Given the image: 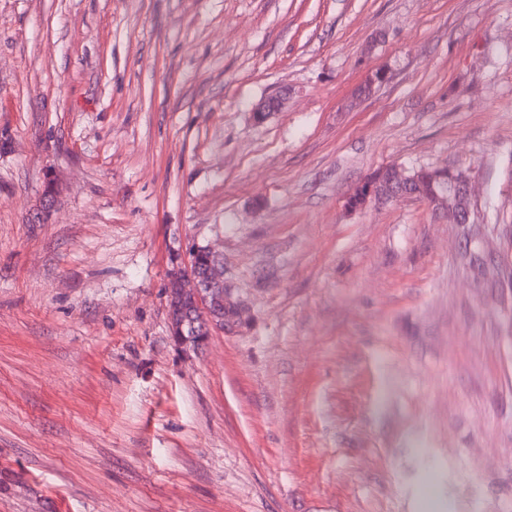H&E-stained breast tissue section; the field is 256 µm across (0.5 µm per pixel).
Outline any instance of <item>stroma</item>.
<instances>
[{
  "label": "stroma",
  "mask_w": 512,
  "mask_h": 512,
  "mask_svg": "<svg viewBox=\"0 0 512 512\" xmlns=\"http://www.w3.org/2000/svg\"><path fill=\"white\" fill-rule=\"evenodd\" d=\"M0 512H512V0H0ZM423 172L409 173L399 168L390 166L380 170L377 181L367 179L360 185V199L363 201L355 207L365 205L369 201H384L404 195L419 196L427 200L436 210L447 213L456 224H466L469 220L468 199L470 195L471 178L468 173L457 176L451 173L448 181H434V187L438 190H447L448 196L430 194L429 198L416 190L421 186L419 181ZM383 182L384 189L380 187ZM199 248L191 250L187 262L174 269L168 278L170 334L179 348L193 344L194 348L199 349L209 338L212 327L223 328L224 320L232 312L230 299L224 298V284L215 281L205 288L194 272L193 268L199 257L200 275L204 276V283L212 281L217 274L224 281V267L218 258L210 260L209 254L205 253L199 256ZM190 323L192 326L199 325L201 336L198 339L191 336L194 333L192 328L185 327Z\"/></svg>",
  "instance_id": "stroma-1"
}]
</instances>
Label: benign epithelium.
Masks as SVG:
<instances>
[{
	"label": "benign epithelium",
	"mask_w": 512,
	"mask_h": 512,
	"mask_svg": "<svg viewBox=\"0 0 512 512\" xmlns=\"http://www.w3.org/2000/svg\"><path fill=\"white\" fill-rule=\"evenodd\" d=\"M421 176L420 172L408 174L393 166L386 167L380 170L378 180L368 179L360 185V199L367 203L404 195L422 198L424 194L416 190L421 185ZM470 187L469 174L458 176L452 173L448 177V195L434 193L429 195L427 201L436 209L447 213L455 223L465 224L470 216ZM199 254L200 249L191 250L187 262L173 270L168 278L170 334L175 345L180 348H199L209 338L212 328L224 327V320L232 312V303L224 296V284L215 281L206 288L194 272ZM190 323L199 325V337L185 336V326Z\"/></svg>",
	"instance_id": "obj_1"
}]
</instances>
